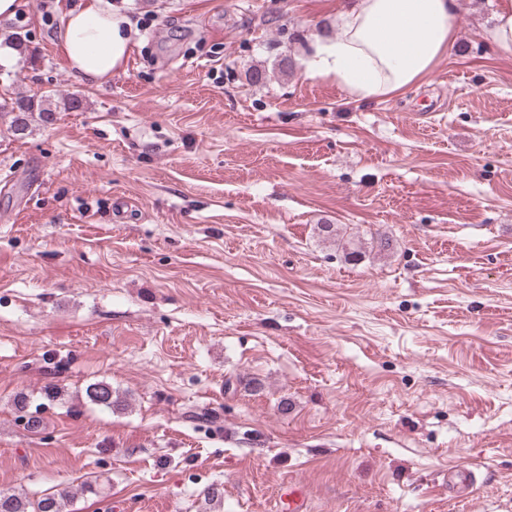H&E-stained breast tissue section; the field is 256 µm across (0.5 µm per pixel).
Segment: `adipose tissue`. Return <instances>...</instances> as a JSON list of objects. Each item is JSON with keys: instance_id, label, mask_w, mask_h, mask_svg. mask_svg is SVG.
Masks as SVG:
<instances>
[{"instance_id": "obj_1", "label": "adipose tissue", "mask_w": 512, "mask_h": 512, "mask_svg": "<svg viewBox=\"0 0 512 512\" xmlns=\"http://www.w3.org/2000/svg\"><path fill=\"white\" fill-rule=\"evenodd\" d=\"M457 0H355L338 13V36L309 45L308 77L335 76L356 100L406 93L455 40ZM138 29L107 0H80L62 17L57 48L79 79L103 84L120 69Z\"/></svg>"}]
</instances>
